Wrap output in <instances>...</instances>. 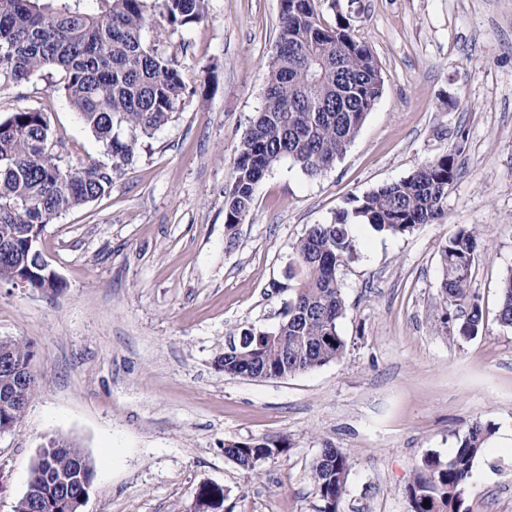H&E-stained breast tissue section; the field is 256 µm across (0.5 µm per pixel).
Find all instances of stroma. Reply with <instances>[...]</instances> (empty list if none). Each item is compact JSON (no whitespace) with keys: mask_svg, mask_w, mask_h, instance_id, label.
Wrapping results in <instances>:
<instances>
[{"mask_svg":"<svg viewBox=\"0 0 512 512\" xmlns=\"http://www.w3.org/2000/svg\"><path fill=\"white\" fill-rule=\"evenodd\" d=\"M373 52L383 91L335 166L308 177L278 162L228 246L224 189L264 103L280 0H209L184 30L195 88L144 139L102 197L41 232L61 291L0 284V339L34 345L38 391L0 435V512H13L36 454L52 439L95 468L82 512H187L203 483L224 512H319L310 470L324 448L352 468L340 512H407L424 458L450 457L473 423L490 428L463 493L464 512H512V328L499 288L512 269V0H323ZM63 74L0 84V120L48 109L62 166L104 159L66 100ZM453 156L442 217L400 236L351 230L356 258L338 278L344 357L285 378L225 374L224 349L269 330L294 244L348 198ZM477 227L471 270L484 321L466 338L433 330L443 302L440 246ZM287 438L257 471L224 455L228 440Z\"/></svg>","mask_w":512,"mask_h":512,"instance_id":"obj_1","label":"stroma"}]
</instances>
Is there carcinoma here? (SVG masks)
Segmentation results:
<instances>
[{
  "mask_svg": "<svg viewBox=\"0 0 512 512\" xmlns=\"http://www.w3.org/2000/svg\"><path fill=\"white\" fill-rule=\"evenodd\" d=\"M0 0V80L21 84L54 68L64 75L63 91L107 155L112 166L90 160L63 167L53 153L47 113L27 109L0 121V283L16 266L32 270L30 286L62 290L46 283L29 238L63 213L105 195L112 170L133 162L140 141L170 122L184 98L194 94L178 65L187 50L172 34L204 20L207 0H162L167 26L148 43L147 0ZM319 0H281L280 33L268 63L263 108L242 138L231 183L224 190L227 244L250 214L259 183L273 166L289 158L309 176L331 169L363 125L383 89L370 48L342 17L332 27L321 21ZM456 176L455 158H435L409 176L349 199L331 224H315L293 246L288 265V302L278 325L250 331L243 347L224 351V373L257 379L284 378L344 357L338 333L346 311L337 271L354 259L350 229L366 224L374 231L403 235L430 224L441 213ZM482 245L477 228L462 229L440 246L443 312L435 329L454 325L467 338L478 334L483 313L471 294L470 278ZM499 321L512 328V270L501 281ZM15 364L33 357L28 341L12 342ZM490 430L469 428L455 453L426 458L407 485L408 512H461L464 486ZM285 438L224 442V452L249 471L272 451H288ZM68 444L45 446L46 459L32 466L27 489L54 496L53 475L73 469ZM351 457L341 448H324L311 467L322 501L320 512H339ZM199 496L210 508L224 499V488L202 485ZM429 504H424V501Z\"/></svg>",
  "mask_w": 512,
  "mask_h": 512,
  "instance_id": "1",
  "label": "carcinoma"
}]
</instances>
